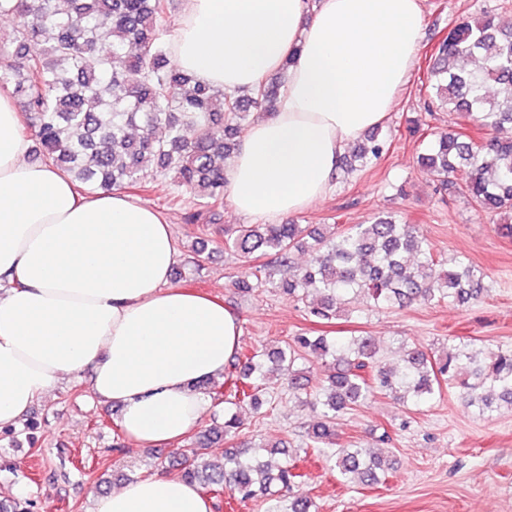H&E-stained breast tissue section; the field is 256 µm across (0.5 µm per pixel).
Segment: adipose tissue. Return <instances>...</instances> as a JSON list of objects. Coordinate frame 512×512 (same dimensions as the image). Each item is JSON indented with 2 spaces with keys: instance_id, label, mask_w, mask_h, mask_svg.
Segmentation results:
<instances>
[{
  "instance_id": "adipose-tissue-1",
  "label": "adipose tissue",
  "mask_w": 512,
  "mask_h": 512,
  "mask_svg": "<svg viewBox=\"0 0 512 512\" xmlns=\"http://www.w3.org/2000/svg\"><path fill=\"white\" fill-rule=\"evenodd\" d=\"M420 0H183L168 37L175 63L229 91L280 67L274 112L248 129L226 191L259 221L301 212L333 188L348 143L383 123L422 39ZM0 91V430L26 420L66 379L91 373L141 445L181 440L211 402L238 346V316L172 282L164 215L117 189L87 194L33 160ZM92 512H213L196 486L165 475L97 496Z\"/></svg>"
}]
</instances>
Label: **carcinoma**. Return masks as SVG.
<instances>
[{"instance_id":"1","label":"carcinoma","mask_w":512,"mask_h":512,"mask_svg":"<svg viewBox=\"0 0 512 512\" xmlns=\"http://www.w3.org/2000/svg\"><path fill=\"white\" fill-rule=\"evenodd\" d=\"M169 14L170 0H0V17L17 19L0 50V87L23 103L37 159L81 186L116 189L147 188L146 163L154 159L181 190L175 201L189 208L190 219L205 216L212 224L224 207L225 159L250 110H275L283 81L233 92L200 83L172 63ZM31 42L40 43L39 52L30 53ZM427 79L439 104L477 129L512 128V20L483 11L452 25L435 47ZM385 150V139L368 135L346 158V169L378 160ZM417 161L441 187L483 211H512V141L491 136L477 142L450 129L435 135ZM224 248L245 258L273 256L263 266L264 279L234 282L239 291L280 288L322 321L349 311L359 296L387 308L432 300L465 305L484 292L478 270L462 261L444 267L414 225L389 215L347 228L334 224L328 234L300 224H243L224 238ZM303 248L311 261L297 266L293 255ZM378 353L370 335H299L283 348L234 355V394L224 399L222 425L176 449L168 465L177 467L181 480L225 490L241 503L266 497L272 501L268 512H312L309 497L290 495L299 477L296 465L260 461L251 450L269 444L242 438L241 419L243 406H263L261 382L270 373L297 395L310 388L298 368L307 358L333 365L307 401L317 413L309 444L327 455L341 477L363 486L379 484L381 460L368 448L340 442L334 421L375 394L409 406L448 386L482 413L512 407L511 347L492 348L478 359L463 341L450 340L434 352L405 346L402 364L391 368L381 366ZM38 429L29 419L0 437L22 436L34 447ZM213 436L229 444L221 461L203 452ZM34 508L28 497L0 502V512Z\"/></svg>"}]
</instances>
